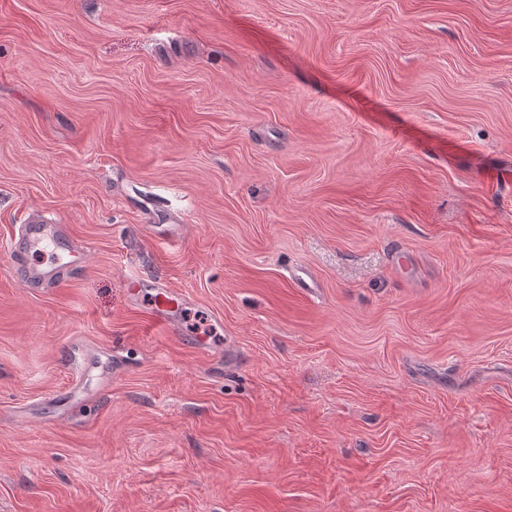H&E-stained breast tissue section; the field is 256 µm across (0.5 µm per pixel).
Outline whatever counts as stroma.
Segmentation results:
<instances>
[{
	"label": "stroma",
	"instance_id": "obj_1",
	"mask_svg": "<svg viewBox=\"0 0 512 512\" xmlns=\"http://www.w3.org/2000/svg\"><path fill=\"white\" fill-rule=\"evenodd\" d=\"M0 512H512V0H0ZM43 222V220L33 219L29 221V224H25L15 248L17 270L21 271L24 282L32 287L55 285L69 273L72 267L70 263L77 260L82 262L84 259V255L77 252L74 254L76 259L69 263L26 266L24 260L26 261L28 249H31L33 246H40L43 242L47 243L48 240L54 241L53 233L55 232V227ZM153 291L151 306L156 319L175 332L176 315L183 305L184 298L164 285L158 286Z\"/></svg>",
	"mask_w": 512,
	"mask_h": 512
}]
</instances>
